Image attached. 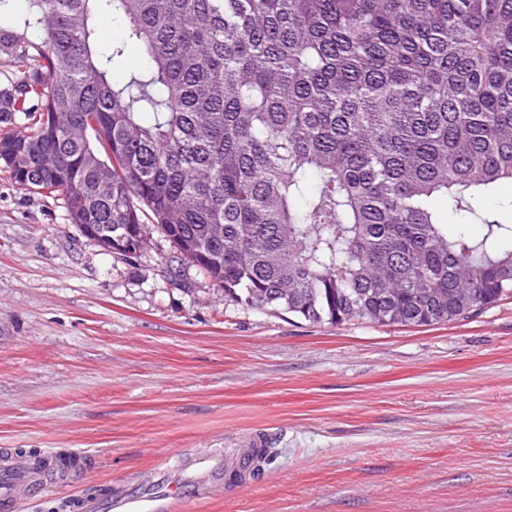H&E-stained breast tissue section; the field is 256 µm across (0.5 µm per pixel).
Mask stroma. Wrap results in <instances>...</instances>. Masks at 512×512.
I'll list each match as a JSON object with an SVG mask.
<instances>
[{
    "label": "stroma",
    "mask_w": 512,
    "mask_h": 512,
    "mask_svg": "<svg viewBox=\"0 0 512 512\" xmlns=\"http://www.w3.org/2000/svg\"><path fill=\"white\" fill-rule=\"evenodd\" d=\"M256 434L253 485L186 512H512V293L428 326L312 323L225 300L159 233L110 254L0 168V448L86 456L15 512H86Z\"/></svg>",
    "instance_id": "1"
}]
</instances>
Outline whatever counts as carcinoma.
<instances>
[{"instance_id":"cac0c4a2","label":"carcinoma","mask_w":512,"mask_h":512,"mask_svg":"<svg viewBox=\"0 0 512 512\" xmlns=\"http://www.w3.org/2000/svg\"><path fill=\"white\" fill-rule=\"evenodd\" d=\"M149 60L120 84L96 38ZM0 25V164L99 236L161 233L224 298L428 325L512 291V0H28ZM485 226L471 238L432 206Z\"/></svg>"}]
</instances>
